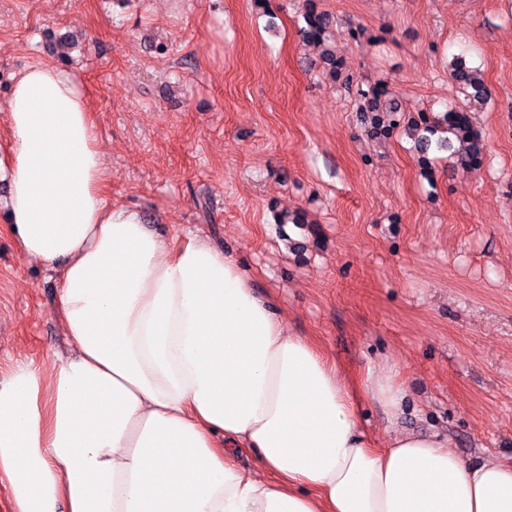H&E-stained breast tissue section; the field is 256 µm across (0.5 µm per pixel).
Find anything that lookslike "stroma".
<instances>
[{"label": "stroma", "mask_w": 512, "mask_h": 512, "mask_svg": "<svg viewBox=\"0 0 512 512\" xmlns=\"http://www.w3.org/2000/svg\"><path fill=\"white\" fill-rule=\"evenodd\" d=\"M305 0H0V154L18 74L82 79L108 196L171 243L209 238L297 335L348 377L393 374L397 430L465 460L512 462V0H316L335 69L303 40ZM491 95L469 173L424 146L423 116L461 107L456 59ZM385 83L379 117L360 91ZM0 173V379L69 346L60 272L20 256ZM280 214L298 223L279 224Z\"/></svg>", "instance_id": "35a3bbf8"}]
</instances>
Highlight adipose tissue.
Masks as SVG:
<instances>
[{"label": "adipose tissue", "instance_id": "adipose-tissue-1", "mask_svg": "<svg viewBox=\"0 0 512 512\" xmlns=\"http://www.w3.org/2000/svg\"><path fill=\"white\" fill-rule=\"evenodd\" d=\"M7 117L10 230L22 256L60 266L74 347L0 381L8 512H512V463L404 431L374 447L356 404L398 416L399 384L344 377L235 258L112 206L73 72L26 68Z\"/></svg>", "mask_w": 512, "mask_h": 512}]
</instances>
